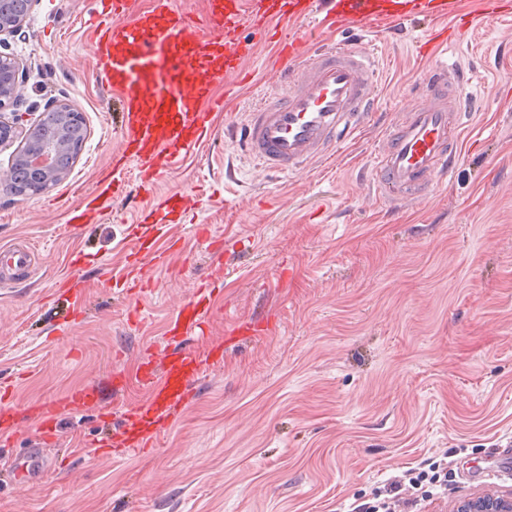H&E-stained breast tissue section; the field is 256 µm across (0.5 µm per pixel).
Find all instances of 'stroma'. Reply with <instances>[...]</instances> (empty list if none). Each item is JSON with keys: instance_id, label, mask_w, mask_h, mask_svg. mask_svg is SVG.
<instances>
[{"instance_id": "1", "label": "stroma", "mask_w": 512, "mask_h": 512, "mask_svg": "<svg viewBox=\"0 0 512 512\" xmlns=\"http://www.w3.org/2000/svg\"><path fill=\"white\" fill-rule=\"evenodd\" d=\"M94 0H35L0 52L28 64L17 112H81L86 138L63 181L22 198L0 185V242L32 243L31 277L0 297V512H351L410 469L436 464L448 489L423 512H457L512 479L477 470L512 444V7L424 56L451 16L336 36L289 24L320 48L374 49L370 121L305 175L267 176L225 126L249 120L279 86L267 35L243 28L247 79L224 98L208 143L140 187L136 169L110 207L74 223L100 172L122 147L118 101L98 77ZM440 63L463 74L476 133L447 178L416 204L379 199L367 173L387 126ZM198 197L162 225L164 263L129 231L176 192ZM206 239H198L196 226ZM140 259L148 282L129 291ZM212 291L209 335L170 337L196 284ZM191 349L205 362L189 405L151 447L95 453L103 427L149 397L136 379L150 358ZM93 388L101 405L60 415L54 467L22 486L12 460L41 447V404Z\"/></svg>"}]
</instances>
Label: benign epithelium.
I'll use <instances>...</instances> for the list:
<instances>
[{
  "label": "benign epithelium",
  "mask_w": 512,
  "mask_h": 512,
  "mask_svg": "<svg viewBox=\"0 0 512 512\" xmlns=\"http://www.w3.org/2000/svg\"><path fill=\"white\" fill-rule=\"evenodd\" d=\"M34 0H0V35L21 31V26L32 10ZM24 68L9 55L0 53V147L20 140L12 156L16 165L6 171L7 183L24 175L22 181L31 188L55 184L68 176L79 153L71 139L72 126L82 124L79 113L60 103L47 107L29 126L21 125L22 115L5 113V109L20 99L24 83ZM57 117L56 130L50 137L39 133L49 114ZM457 512H512V499L488 493L476 499L463 501Z\"/></svg>",
  "instance_id": "1"
}]
</instances>
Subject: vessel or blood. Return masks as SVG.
Listing matches in <instances>:
<instances>
[{
  "label": "vessel or blood",
  "mask_w": 512,
  "mask_h": 512,
  "mask_svg": "<svg viewBox=\"0 0 512 512\" xmlns=\"http://www.w3.org/2000/svg\"><path fill=\"white\" fill-rule=\"evenodd\" d=\"M96 4L89 23L98 31L100 78L119 94L124 138L122 152L113 155L99 185L102 197L121 188L128 165L137 164L141 183L148 186L209 141L219 107L215 87L226 75L240 72L248 54L238 31L240 18L261 32L279 24L278 63L270 76L280 92L231 133L258 171L299 176L358 131L373 101L378 65L372 52L358 48L307 55L304 39L289 34L288 23L315 18L330 31L366 30L383 14L408 21L450 9L449 0H208L206 16L198 20L171 9L169 0H158L154 10L132 18L127 0ZM428 82L429 93L405 106L378 153L377 190L385 198H421L456 162L466 132L462 86L444 65L430 72ZM31 253L27 246L0 245V267L27 279ZM206 301L199 290L179 306L171 332L203 335ZM201 366L197 353L186 351L163 371L147 372L142 382L150 389L148 402L128 412L120 438L100 439L98 448L125 457L149 447L152 426L176 417L192 399ZM97 401L94 391L78 390L46 404L41 415L50 426L61 412L80 411ZM44 457L43 449H30L14 468L31 480ZM481 474L487 480L511 476L512 451L498 452Z\"/></svg>",
  "instance_id": "1"
}]
</instances>
